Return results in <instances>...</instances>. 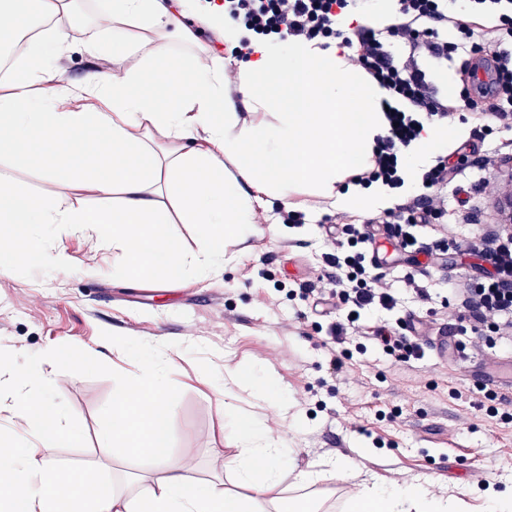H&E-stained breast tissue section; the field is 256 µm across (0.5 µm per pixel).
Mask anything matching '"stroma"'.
<instances>
[{"label": "stroma", "instance_id": "stroma-1", "mask_svg": "<svg viewBox=\"0 0 512 512\" xmlns=\"http://www.w3.org/2000/svg\"><path fill=\"white\" fill-rule=\"evenodd\" d=\"M185 26L196 33L202 48H224L221 34L199 18L179 17L169 29L172 52L165 61L177 72L189 51L181 36ZM102 67L138 70L142 62L123 45L92 57L78 40L55 60L66 81H82ZM0 175L42 195L60 189L28 158L0 160ZM511 191L512 160L501 159L489 171L468 166L440 193L441 221L449 236L463 240L476 230L477 224L458 218L466 195L474 197L478 224H493L500 197ZM293 202L304 215L303 223H286V209L276 205L257 208L258 227L277 225V235L251 238L238 246L237 259L225 272L199 283L127 282L119 276L120 262L111 246L67 234L56 224L43 226L44 237L62 241L74 265L65 272L44 265L0 274V372L24 365L54 373L49 397L79 431L80 441L47 449V456L61 466L99 476L116 492L130 493L134 478L150 470V461L121 448L100 455L98 440L112 411L113 392L124 379L144 373L139 352L160 343L172 357L162 366L175 402L171 456L180 458L183 449H191L194 478L231 480L224 461L233 447L216 410L229 360L271 375L285 390L301 427H290L268 409L263 417L290 446L300 449L302 465L320 470L336 459H349L362 473L391 486L425 482L439 491L457 485L469 490L473 512H486L490 492L512 486V420L477 406V387L430 345L422 359L400 363L376 346L362 351L351 344L346 372L335 375L329 363V330L343 313L331 305L311 310L297 292L311 281L335 275L328 255L337 219L363 224L367 218L338 216L334 208L303 192ZM459 267L454 255L433 265L421 280L419 294L405 287L404 268L391 263L376 269V276L393 288L397 305L369 315V324L396 326L406 317L428 314L437 330L455 327L459 313L446 298ZM302 312L307 315L303 321L298 318ZM54 349L84 360L86 369H53L46 356ZM453 388L459 398L449 397ZM463 413L470 416L464 426L459 423ZM376 435L383 438V446L373 445ZM482 471L491 477L485 490L474 479Z\"/></svg>", "mask_w": 512, "mask_h": 512}]
</instances>
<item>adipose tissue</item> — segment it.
Listing matches in <instances>:
<instances>
[{"instance_id": "adipose-tissue-1", "label": "adipose tissue", "mask_w": 512, "mask_h": 512, "mask_svg": "<svg viewBox=\"0 0 512 512\" xmlns=\"http://www.w3.org/2000/svg\"><path fill=\"white\" fill-rule=\"evenodd\" d=\"M97 32L84 38L86 52L105 54L114 44L131 47L157 86L174 98L135 92L131 71L93 73L65 82L54 61L74 40L59 19L72 0H0V52L27 38L19 76L0 80V157H30L43 174L61 182L50 197L0 176V271L45 261L66 269L72 257L62 244L36 234L41 224H61L71 234L104 237L122 259L125 278L174 282L208 277L227 265L229 245L260 234L254 222L264 199L290 206L309 190L336 210L375 215L391 206L392 189L377 181L363 186L347 174L367 168L379 138L388 132V97L337 47L319 42L271 40L253 59L239 62L244 104L263 121L240 123L224 103V59L191 54V82L160 67L170 49L168 28L177 16L195 15L233 47L246 30L229 23L209 0H98ZM165 145H151L152 130ZM456 122L426 125L402 157L404 184L416 186L432 157L464 137ZM162 183L184 224L195 225L198 252H187L151 190ZM96 195L100 204H79L74 194ZM18 391L0 396V417L25 421L41 449L68 447L77 435L48 397L52 374L18 372ZM287 412L282 387L249 367H227L218 407L230 427L234 452L226 466L234 487L190 477L189 460L169 455L173 397L161 377L127 379L112 398V416L99 441L102 455L126 449L149 458L159 477H140L134 496L114 494L97 477L44 460L22 461L11 441H0V512H282L286 485L308 488L352 471L350 460L331 469L299 468L293 449L264 427L257 414L239 408L241 394ZM346 512H469L461 490L435 494L411 484L389 488L376 479L355 483Z\"/></svg>"}]
</instances>
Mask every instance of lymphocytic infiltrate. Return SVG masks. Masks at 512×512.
Wrapping results in <instances>:
<instances>
[{"label":"lymphocytic infiltrate","mask_w":512,"mask_h":512,"mask_svg":"<svg viewBox=\"0 0 512 512\" xmlns=\"http://www.w3.org/2000/svg\"><path fill=\"white\" fill-rule=\"evenodd\" d=\"M224 16L242 25L252 35L232 56L250 57L254 41L287 39L295 43L314 39L339 38L349 51L351 65L364 69L393 96L406 102V109L390 108L386 113L391 127L377 145L371 169L354 174L358 183L382 180L388 185L401 184L399 157L403 148L416 141L423 129V117L444 121L449 111L473 107L476 98L493 97L499 104L487 126L512 121V54L485 55L482 43L512 38V0H467L466 15H450L446 0H399V14L393 24L376 30L364 25L340 29L345 13L358 12L364 0H222ZM456 26L461 43L442 40L448 26ZM399 39L408 49L398 57L391 50V39ZM469 44L477 64L489 76L488 83H474L460 100L439 101L428 90L426 73L419 60L425 56L450 57ZM467 155H440L423 174L426 193L409 197L398 204L396 216L400 239L411 238V230L428 224L439 215L440 188L447 186L451 175L467 164ZM435 248L472 259L489 260L490 270L482 276L462 277L451 282L449 295L465 324L463 333L472 351L480 353L499 344H512V225L493 224L489 229L448 245L445 227H434ZM372 233L365 224H343L336 229L335 254L330 261L337 269L336 306L346 316L331 329L335 346L364 339L406 362L421 357L419 340L400 334L389 324L373 330L362 328L361 311L393 309L395 298L381 278L370 275L366 265V247Z\"/></svg>","instance_id":"obj_1"}]
</instances>
